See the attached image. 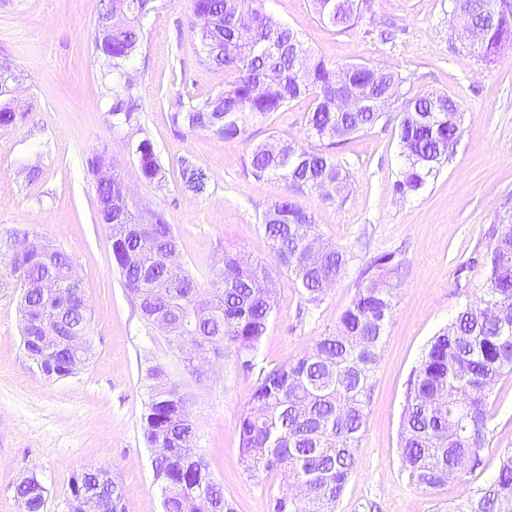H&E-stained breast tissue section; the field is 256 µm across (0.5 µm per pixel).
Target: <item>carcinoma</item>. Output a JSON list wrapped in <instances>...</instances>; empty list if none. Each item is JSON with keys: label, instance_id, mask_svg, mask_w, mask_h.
Wrapping results in <instances>:
<instances>
[{"label": "carcinoma", "instance_id": "carcinoma-1", "mask_svg": "<svg viewBox=\"0 0 512 512\" xmlns=\"http://www.w3.org/2000/svg\"><path fill=\"white\" fill-rule=\"evenodd\" d=\"M128 24L96 47L112 76L120 78L139 47L140 16L157 10V0H127ZM320 23L338 32L372 20L375 0H311ZM502 22L485 25L478 42L489 61L512 40V0H498ZM196 20L191 29L199 63L224 69V90L202 100L177 101L169 112L173 127L209 131L225 141L243 138L254 124L295 102L309 99L307 125L319 142L308 149L283 142L288 158L264 143L253 147L247 164L253 176L283 180L288 189H314L324 199L341 194L349 171L336 160V149L380 122L386 111L375 107L376 93L389 88L404 99L400 112V156L404 164L393 191L405 196L424 188L448 159L461 135V110L446 94L408 96L409 78L390 66L336 65L310 56L300 33L267 13L262 0H192ZM134 152L142 176L162 180V167L151 140ZM181 181L192 191L206 188V175L192 160H179ZM122 177L95 186L97 207L112 204L107 225L112 256L123 287L142 318L171 322L169 346L192 366L193 353L178 344L188 332L219 354L229 351L241 367L254 369V355L275 307L276 283L266 267L248 265L224 250L209 269L210 287L198 286L183 265L169 267L166 252L178 247L162 214L154 220L156 247L137 248L130 205L118 192ZM262 228L278 265L294 277L306 304H320L345 273L352 254L329 244L318 264L309 261L304 244L318 235L312 215L284 197L263 215ZM486 279L476 301L465 299L456 316L431 341L409 380L401 416L398 453L412 480L430 489L461 482L483 468L492 440L488 399L500 380L512 375V219H500L485 232ZM48 264L30 263L23 289V346L47 378L70 375V359L53 356L37 341L38 329L51 322L60 330L89 333L88 304L66 288L43 294L34 284L60 277L72 263L51 248ZM401 263L381 255L362 267L349 306L336 331L318 337L299 358L260 369L256 387L239 417L240 461L251 477L278 474L287 490L270 498L271 512H334L336 501L353 475L371 401V374L381 359V344L392 316ZM142 435L154 449L156 479L161 482L165 512H234L224 487L212 477L196 447L197 428L190 397L179 383L151 386L142 417ZM83 482L110 499L112 479L99 469L83 472ZM29 512H43L45 499L30 484L16 486ZM512 503V451L500 456L493 479L473 491L456 512H502Z\"/></svg>", "mask_w": 512, "mask_h": 512}]
</instances>
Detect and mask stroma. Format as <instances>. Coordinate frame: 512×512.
Returning a JSON list of instances; mask_svg holds the SVG:
<instances>
[{
    "instance_id": "1",
    "label": "stroma",
    "mask_w": 512,
    "mask_h": 512,
    "mask_svg": "<svg viewBox=\"0 0 512 512\" xmlns=\"http://www.w3.org/2000/svg\"><path fill=\"white\" fill-rule=\"evenodd\" d=\"M158 3L143 21L144 39L124 80L116 81L103 78L94 51L100 0H0V58L18 77L24 114L0 125V240L34 231L71 257L87 288L93 344L75 375L44 378L21 343V291L0 290V512H25L15 488L30 476L46 488L43 512H65L73 478L89 467L106 469L122 486L127 512H163L153 451L142 436L145 369L155 364L182 382L198 427L197 451L236 512H269L280 490L279 477L249 478L239 460L238 417L254 390L255 371L227 355L217 359V375L189 374L165 332L147 325L128 298L84 163L100 149L118 164L138 203L172 225L179 261L200 285L228 248L267 267L278 288L257 368L297 359L335 329L361 263L395 254L401 286L372 376L357 469L336 512H454L493 477L501 449L512 448V377L489 399L494 434L482 473L469 481L438 490L413 483L399 460L398 433L408 380L464 297L479 295L484 234L512 195V45L495 61H480L466 48L448 0H376L377 20L400 27L386 43L365 23L344 33L321 24L310 0H264L265 10L299 31L316 57L398 68L412 93L448 94L462 110L452 153L415 196L393 190L402 166L397 124L382 121L340 149L350 185L325 200L315 191L288 192L275 177L256 179L245 163L252 146L274 138L309 144L307 101L272 114L241 140L173 129L170 102L217 94L224 72L198 61L189 0ZM128 91L136 110L130 122L113 123L112 102ZM145 138L165 169L162 184L140 173L134 146ZM183 156L206 173L205 193L184 188ZM286 195L314 216L323 241L358 256L316 307L277 267L261 226L264 213Z\"/></svg>"
}]
</instances>
